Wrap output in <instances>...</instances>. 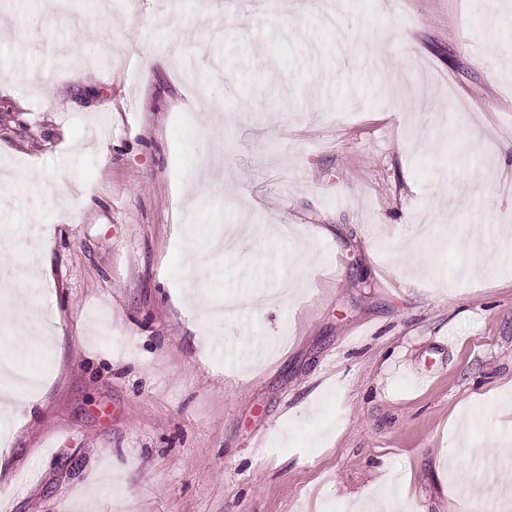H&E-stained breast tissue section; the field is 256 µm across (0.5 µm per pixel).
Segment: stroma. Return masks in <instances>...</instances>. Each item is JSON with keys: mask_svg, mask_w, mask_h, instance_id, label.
<instances>
[{"mask_svg": "<svg viewBox=\"0 0 512 512\" xmlns=\"http://www.w3.org/2000/svg\"><path fill=\"white\" fill-rule=\"evenodd\" d=\"M314 2L228 31L221 0H0V281L31 295L0 353L37 320L54 338L0 441V512L512 491V0H336L333 26ZM196 167L224 193L185 195ZM180 224L295 234L212 269Z\"/></svg>", "mask_w": 512, "mask_h": 512, "instance_id": "35a3bbf8", "label": "stroma"}]
</instances>
